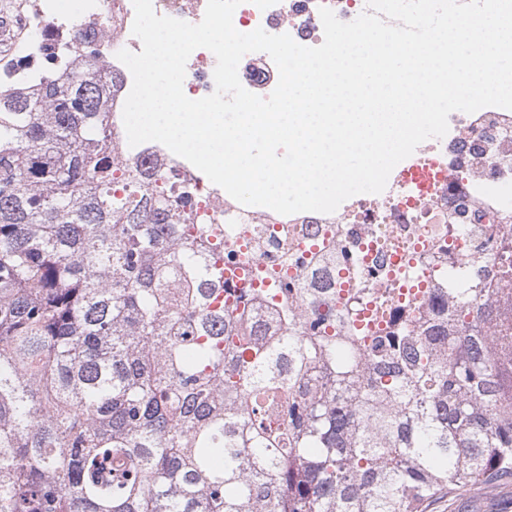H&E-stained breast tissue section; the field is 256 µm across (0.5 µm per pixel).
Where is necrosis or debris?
I'll return each mask as SVG.
<instances>
[{
    "label": "necrosis or debris",
    "mask_w": 512,
    "mask_h": 512,
    "mask_svg": "<svg viewBox=\"0 0 512 512\" xmlns=\"http://www.w3.org/2000/svg\"><path fill=\"white\" fill-rule=\"evenodd\" d=\"M323 6L344 22L366 9L365 0H277L264 10L244 0L233 22L242 32L260 27L316 47L324 40L319 15ZM134 16L132 0H77L72 9L66 0H15L12 24L18 36L11 51L19 57L34 52L40 43L79 42L92 35L102 80L111 86L107 108L116 158L151 173L175 170L193 190L200 214L225 225L236 237L235 263L248 279L270 266L308 290L328 281L343 294L360 281L372 293L377 286L365 279L371 271L392 284V310L408 311L431 300L436 272L481 256H497L512 246V110L485 107L471 114L453 112L446 136L424 141L397 164L382 193L353 196L333 213L282 215L245 206L163 144L129 146L122 111L133 79L116 54L142 49L132 33ZM215 66L210 50L192 52L183 83L187 97L196 100L214 91ZM238 75L244 88L264 98L279 78L276 65L264 52L246 54ZM478 210L497 216V223L484 228L473 224ZM453 212L460 213L461 223L449 224ZM340 251L356 252L357 265L344 269L330 262V255Z\"/></svg>",
    "instance_id": "necrosis-or-debris-1"
}]
</instances>
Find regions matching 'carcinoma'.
Listing matches in <instances>:
<instances>
[{"instance_id": "1", "label": "carcinoma", "mask_w": 512, "mask_h": 512, "mask_svg": "<svg viewBox=\"0 0 512 512\" xmlns=\"http://www.w3.org/2000/svg\"><path fill=\"white\" fill-rule=\"evenodd\" d=\"M34 67L36 96L0 85V512H427L512 484L500 289L450 267L371 331L357 288L331 334L292 280L236 295L224 225L115 162L93 69L59 43Z\"/></svg>"}]
</instances>
